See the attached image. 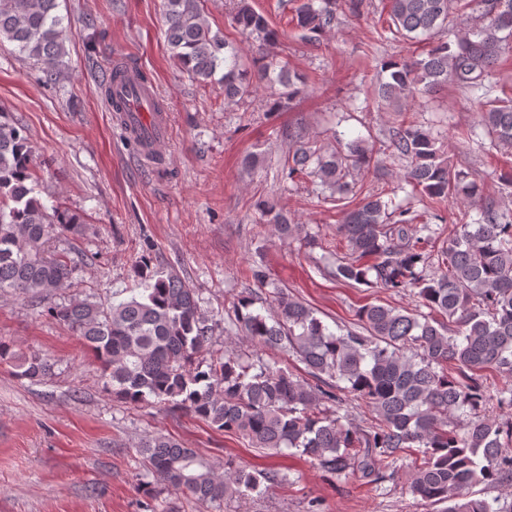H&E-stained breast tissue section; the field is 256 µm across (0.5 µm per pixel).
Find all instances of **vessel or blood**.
<instances>
[{
  "instance_id": "obj_1",
  "label": "vessel or blood",
  "mask_w": 512,
  "mask_h": 512,
  "mask_svg": "<svg viewBox=\"0 0 512 512\" xmlns=\"http://www.w3.org/2000/svg\"><path fill=\"white\" fill-rule=\"evenodd\" d=\"M111 97L126 101L119 126L126 138L137 146L140 155H163L169 140V116L165 108L152 112L146 108L147 103L157 99L155 89L141 84L136 71L130 70L125 80L113 82Z\"/></svg>"
}]
</instances>
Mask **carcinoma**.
<instances>
[{"label":"carcinoma","mask_w":512,"mask_h":512,"mask_svg":"<svg viewBox=\"0 0 512 512\" xmlns=\"http://www.w3.org/2000/svg\"><path fill=\"white\" fill-rule=\"evenodd\" d=\"M231 23L245 39L272 44L279 32L250 0H232ZM58 0H0V45L43 65L46 82L59 81L68 27ZM366 0H301L289 23L313 42L333 29L338 13L363 14ZM380 39L420 43L444 32L459 11L475 22L454 38L433 43L418 56L382 63L387 74L377 97L396 118L385 140L361 136L320 144L305 129H283L288 149L280 164L293 179L310 178L323 200L344 213L338 226L347 252L336 263L337 279L394 294L417 290L429 309L366 304L356 311L359 329L336 333L315 311L277 286L260 289L233 305L236 330L271 355L243 357L214 347L221 321L201 308L202 297L172 270L140 257L131 296L98 303L74 298L47 314L70 328L98 357L107 390L127 403L173 404L224 432L241 435L269 454L290 452L341 475L359 474L378 484L409 448L422 453L409 491L446 512H512V501L477 497L472 488L512 486V420L493 415L512 407V210L484 195L481 185L442 150L439 138L414 116L408 103L418 92L452 84L479 107L469 130L512 156V93L491 80L492 68L512 52V0H386ZM165 38L172 58L188 77L224 81V99L270 88L274 111L306 89L304 77L278 59L257 72L244 63L242 47L212 32L198 0H164ZM407 161L404 181L428 199L454 197L476 209L448 226L437 244L439 214L418 212L379 192L350 206L353 180L370 170L381 150ZM32 149L19 126L0 110V295L40 304L68 286L69 257L51 250L64 233L78 236L74 214L47 208L36 196ZM260 223L276 233L321 245L307 225L296 224L267 202ZM271 301L274 313L253 309ZM297 358L313 381L288 370L282 356ZM0 361L19 378L41 383L54 362L39 352L15 351L0 342ZM503 380L499 386L495 378ZM367 406L375 421L353 422L349 403ZM143 491L163 484L201 504H221L283 479L274 470L229 467L224 475L174 438L152 434L138 444Z\"/></svg>","instance_id":"obj_1"}]
</instances>
